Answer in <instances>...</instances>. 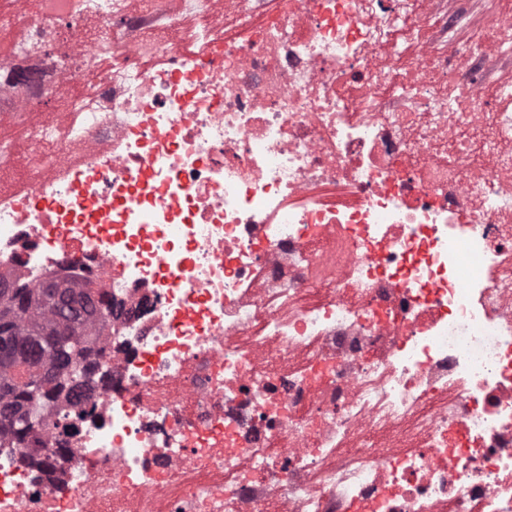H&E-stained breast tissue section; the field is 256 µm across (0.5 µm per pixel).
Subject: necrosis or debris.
Wrapping results in <instances>:
<instances>
[{
  "label": "necrosis or debris",
  "instance_id": "4bbe7bcc",
  "mask_svg": "<svg viewBox=\"0 0 512 512\" xmlns=\"http://www.w3.org/2000/svg\"><path fill=\"white\" fill-rule=\"evenodd\" d=\"M0 276L126 316L0 512H512V0H0Z\"/></svg>",
  "mask_w": 512,
  "mask_h": 512
}]
</instances>
